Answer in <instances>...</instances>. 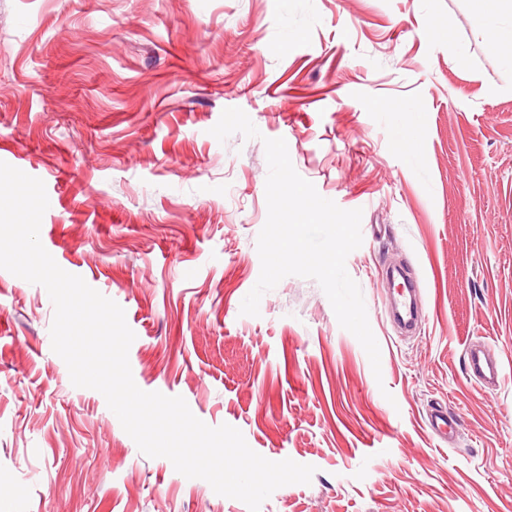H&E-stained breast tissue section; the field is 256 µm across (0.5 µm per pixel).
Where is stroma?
Listing matches in <instances>:
<instances>
[{
	"instance_id": "35a3bbf8",
	"label": "stroma",
	"mask_w": 512,
	"mask_h": 512,
	"mask_svg": "<svg viewBox=\"0 0 512 512\" xmlns=\"http://www.w3.org/2000/svg\"><path fill=\"white\" fill-rule=\"evenodd\" d=\"M488 25L482 0H0V161L44 182L42 245L123 307L140 389L315 466L260 512H512V71ZM231 107L259 137L211 135ZM278 137L362 212L345 266L380 373L314 279L240 313ZM398 262L422 294L406 337L383 310ZM53 317L0 270V512H249L73 386ZM466 365L469 374L486 385H496L502 378V369L484 350L469 348L466 351Z\"/></svg>"
}]
</instances>
